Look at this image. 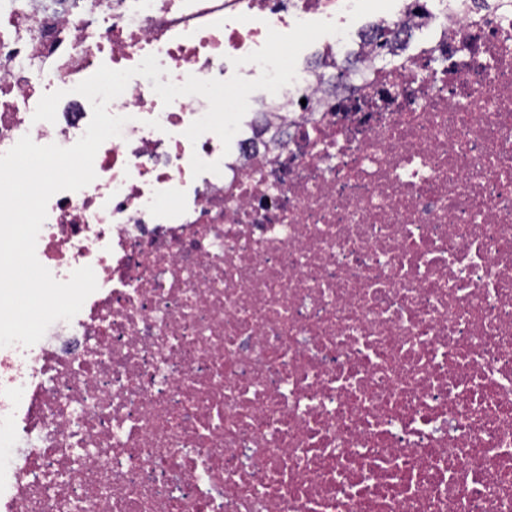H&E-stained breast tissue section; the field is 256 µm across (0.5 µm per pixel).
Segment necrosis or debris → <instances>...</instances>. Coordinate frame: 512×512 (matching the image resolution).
I'll return each instance as SVG.
<instances>
[{"instance_id": "1", "label": "necrosis or debris", "mask_w": 512, "mask_h": 512, "mask_svg": "<svg viewBox=\"0 0 512 512\" xmlns=\"http://www.w3.org/2000/svg\"><path fill=\"white\" fill-rule=\"evenodd\" d=\"M354 2L0 0V154L75 144L100 66L221 80ZM322 42L228 156L200 96L109 103L36 244L98 288L0 347V512H512V7L449 0L389 69Z\"/></svg>"}]
</instances>
